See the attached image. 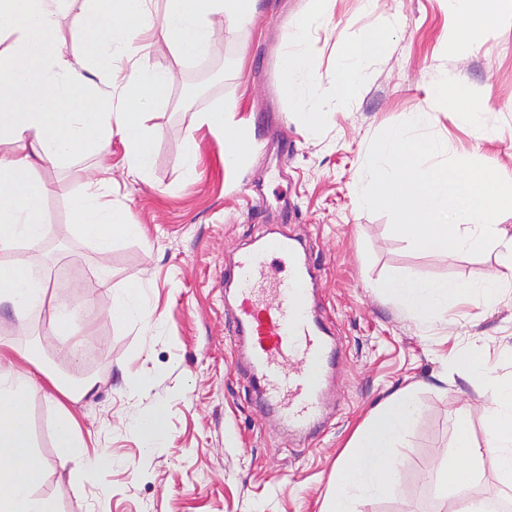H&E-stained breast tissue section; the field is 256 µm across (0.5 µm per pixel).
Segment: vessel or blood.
Segmentation results:
<instances>
[{
  "instance_id": "b4317fda",
  "label": "vessel or blood",
  "mask_w": 512,
  "mask_h": 512,
  "mask_svg": "<svg viewBox=\"0 0 512 512\" xmlns=\"http://www.w3.org/2000/svg\"><path fill=\"white\" fill-rule=\"evenodd\" d=\"M293 254L288 237L265 241L241 252L224 278L237 287V330L251 343L263 394L290 429L303 431L322 414L329 342L311 308L310 267L293 262L279 274L280 257Z\"/></svg>"
}]
</instances>
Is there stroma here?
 <instances>
[{
  "instance_id": "obj_1",
  "label": "stroma",
  "mask_w": 512,
  "mask_h": 512,
  "mask_svg": "<svg viewBox=\"0 0 512 512\" xmlns=\"http://www.w3.org/2000/svg\"><path fill=\"white\" fill-rule=\"evenodd\" d=\"M313 0H254L245 20L214 17L222 40L208 57L184 61L155 41L149 61L173 73L168 102L152 115L156 129L147 181L129 176L120 137L112 139L113 208L137 227L117 237L100 259L70 218V203L95 163L47 165L44 202L50 234L12 260L49 275L41 307L18 320L0 303V343L12 370L32 376L28 423L47 468L40 496L57 512H321L336 463L371 412L397 391L413 390L419 423L396 451L395 492L365 498L358 512H441L434 484L465 418L485 444L483 387L460 376L456 356L477 341L498 380L512 381V287L480 308L450 303L438 320L405 319L376 285L396 268L433 280L480 282L498 269V252L415 250L394 234L387 215L361 209L371 140L386 127L430 112L431 131L450 156L474 159L512 181V19L491 33H472L450 48L454 24L446 0H331L323 28L307 27ZM387 34L383 54L365 58L344 98L333 76L344 44ZM304 37L319 83L303 99L284 94L282 53ZM481 112V129L449 117L431 87L440 73ZM223 109L258 148L241 167L224 164L221 133L198 125ZM193 133L197 164L187 177L184 136ZM295 148L283 155L280 135ZM271 235L301 244L314 270L311 303L334 339L324 386V413L310 430H288L261 401L255 368L236 328L237 305L223 285L237 255ZM141 285L142 313L118 323L108 315L98 276ZM73 307L96 343L73 358L52 321ZM139 379L129 387V379ZM93 381L78 399L64 389ZM71 414L82 446L56 459L51 418ZM156 416L161 434L147 447L135 428ZM108 466L88 467L99 452Z\"/></svg>"
}]
</instances>
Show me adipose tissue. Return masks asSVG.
Segmentation results:
<instances>
[{
  "instance_id": "ef3b65f1",
  "label": "adipose tissue",
  "mask_w": 512,
  "mask_h": 512,
  "mask_svg": "<svg viewBox=\"0 0 512 512\" xmlns=\"http://www.w3.org/2000/svg\"><path fill=\"white\" fill-rule=\"evenodd\" d=\"M66 2L0 0V41L11 42L9 51H0V302H9L20 314L42 305L46 293L33 265L9 257L18 245L37 244L50 231L43 202L52 188L39 176V166L99 156L72 201L71 217L96 252L108 256L116 234L137 230L104 199L112 185V138H121L130 175L144 179L153 160L148 117L164 105L174 80L172 72L150 64L145 42L158 36L181 59L204 58L216 38L214 17H243L253 8V0H165L157 13L149 0H81L79 50L71 55L57 27ZM448 9L459 23L457 48L465 47L468 32H489L512 18V0H491L487 9L477 8L476 0H448ZM281 67L288 97H303L316 86L303 42L284 52ZM116 93L123 103L118 112L112 103ZM201 121L223 134L225 165L247 163V128L227 125L220 110L203 113ZM454 365L490 387L491 396L485 447L470 441L466 420L456 424L457 442L437 482L440 498L453 505L477 481L488 457L501 482L512 486V384L496 380L474 344L458 354ZM28 382L23 374H0V512H56L52 499L35 493L45 463L27 424ZM418 413L409 390L395 393L375 411L339 461L324 512H355L359 498L394 492L399 477L386 463L415 429Z\"/></svg>"
}]
</instances>
